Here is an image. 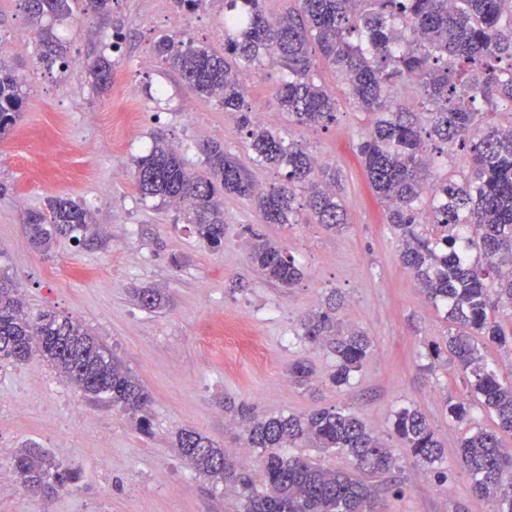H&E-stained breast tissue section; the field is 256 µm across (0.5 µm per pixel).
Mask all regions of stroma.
<instances>
[{
    "label": "stroma",
    "mask_w": 512,
    "mask_h": 512,
    "mask_svg": "<svg viewBox=\"0 0 512 512\" xmlns=\"http://www.w3.org/2000/svg\"><path fill=\"white\" fill-rule=\"evenodd\" d=\"M173 13V0H112L110 13L94 18L78 2L73 18L57 28L68 42L67 64L49 70L37 60L21 0H0V59L27 80L23 114L0 138V183L7 187L0 194V270L16 281L29 312L49 309L82 321L151 394L146 435L136 416L87 399L39 357L0 362V469H9L28 441L83 472L76 488L51 497L21 490L0 496V512H229L223 485L190 467L177 434L202 433L240 470L260 478L263 453L245 448L232 412L243 403L260 417L342 408L383 438L397 411L418 409L445 445L448 478L424 472L391 440L399 466L376 479L381 512H492V501L477 496L460 464L458 446L471 427L492 428L495 418L476 405L460 424L445 410L446 399L467 398V386L452 364L430 365L427 354L446 343L452 323L411 285L399 242L356 156L366 117L352 102L341 100L328 128H304L276 109L278 69L271 61L246 80L253 121L340 168L347 223L339 232L266 224L250 201L228 196L224 248L213 252L180 210L138 192L135 161L158 134L183 153L192 172H206L200 147L218 141L264 188L281 180L248 154L234 114L200 99L158 61L155 46L172 33ZM223 21L224 0H209L186 14L180 32L220 51ZM117 25L126 38L114 56L112 87L101 93L85 66L108 51ZM19 40L25 50H16ZM117 169L123 180H114ZM57 196L87 205L94 224L89 240L61 237L41 253L26 238L21 214L45 209ZM252 230L300 264L297 285L283 287L252 264ZM135 287L162 289L168 309L139 305L131 297ZM332 292L343 303L342 323L373 341L368 360L341 388L326 378L330 351L310 343L300 327L304 313ZM219 312L250 329L253 351L230 339H207L206 327ZM299 360L314 369L303 384L289 373ZM102 456L109 460L104 472L97 467Z\"/></svg>",
    "instance_id": "stroma-1"
}]
</instances>
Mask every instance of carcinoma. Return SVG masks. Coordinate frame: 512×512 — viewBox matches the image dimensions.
<instances>
[{
  "instance_id": "cac0c4a2",
  "label": "carcinoma",
  "mask_w": 512,
  "mask_h": 512,
  "mask_svg": "<svg viewBox=\"0 0 512 512\" xmlns=\"http://www.w3.org/2000/svg\"><path fill=\"white\" fill-rule=\"evenodd\" d=\"M75 2L23 0L39 62L48 69L65 64L67 45L43 20H68ZM156 53L200 97L237 114L253 160L285 171L282 184L261 191L244 166L213 142L203 148L208 173L197 176L164 136L137 158L139 193L178 205L214 250L224 243L228 194L251 201L267 224L312 223L333 232L346 224L336 166L319 164L298 142L253 125L244 85L252 67L265 58L276 61L282 69L275 87L278 111L296 126L326 128L336 123L339 99L314 81V56L333 68L369 117L357 154L385 206L386 222L400 237L401 260L425 297L448 307V318L460 326L447 353L470 394L495 413L501 430L512 432V380L504 382L483 354L489 345L512 350V329L491 315L501 300L512 303V120L503 126L493 119L500 103L512 105V0H293L276 18L268 16L263 0H224V52L173 34L158 41ZM86 71L94 88L112 86L106 56L88 62ZM413 81L414 111L398 98ZM25 100L24 79L0 63V136L16 127ZM436 144L440 156L466 152L468 169L455 177L435 174L429 152ZM301 192L303 208L297 205ZM22 224L35 247L45 250L58 236L87 237L93 217L82 204L54 197L47 211L26 212ZM248 233L250 258L268 278L288 287L301 279L293 257L253 229ZM132 295L148 309L166 303L158 288H135ZM301 327L310 342L334 355L328 378L338 387L370 354L369 337L341 325L333 297L303 315ZM34 353L93 398L130 413L150 403L141 381L79 320L49 310L29 314L12 278L0 271V359L20 363ZM237 414L245 421L246 447L265 452L261 491L235 472L209 438L186 429L177 435L195 471L233 488L237 512H378V489L369 478L394 469L396 458L354 413L334 407L258 419L242 403ZM394 433L414 464L445 479L442 443L421 412H396ZM301 442L346 453L353 471L281 452ZM459 456L475 492L495 503L494 512H512V448L502 447L495 431L480 428L461 441ZM12 472L35 495L68 489L80 479L34 443L16 452Z\"/></svg>"
}]
</instances>
